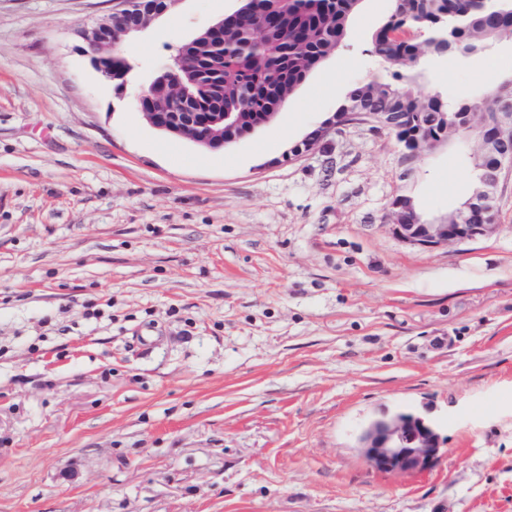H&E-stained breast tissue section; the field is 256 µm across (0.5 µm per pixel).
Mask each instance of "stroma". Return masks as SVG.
<instances>
[{"mask_svg": "<svg viewBox=\"0 0 512 512\" xmlns=\"http://www.w3.org/2000/svg\"><path fill=\"white\" fill-rule=\"evenodd\" d=\"M240 6L178 0L123 43L120 88L79 35L113 0H0V512H512V177L495 236L421 248L387 204L406 190L446 216L470 188L460 145L406 182L382 130L292 156L386 76L371 34L390 0H362L342 48L230 147L151 127L135 96ZM506 59L511 42L417 82L478 98ZM400 408L439 427L425 471L358 447Z\"/></svg>", "mask_w": 512, "mask_h": 512, "instance_id": "35a3bbf8", "label": "stroma"}]
</instances>
